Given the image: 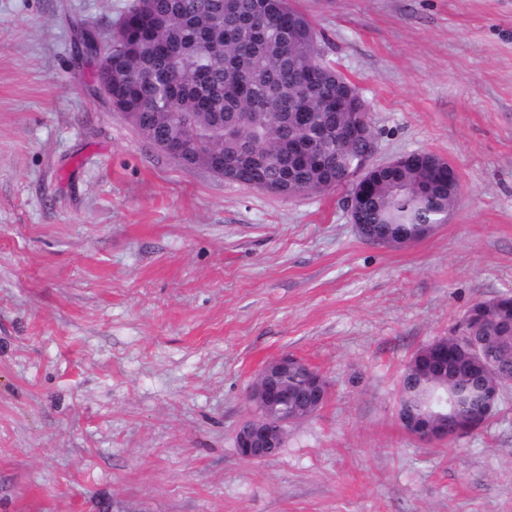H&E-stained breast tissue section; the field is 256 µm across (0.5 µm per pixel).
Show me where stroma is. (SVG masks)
Returning <instances> with one entry per match:
<instances>
[{
    "label": "stroma",
    "mask_w": 512,
    "mask_h": 512,
    "mask_svg": "<svg viewBox=\"0 0 512 512\" xmlns=\"http://www.w3.org/2000/svg\"><path fill=\"white\" fill-rule=\"evenodd\" d=\"M131 0H0V512H512V387L430 444L397 382L512 293V0H294L367 102L379 159L450 161L447 223L365 242L347 193L185 168L103 100L72 24ZM288 353L330 397L279 455L235 432Z\"/></svg>",
    "instance_id": "1"
}]
</instances>
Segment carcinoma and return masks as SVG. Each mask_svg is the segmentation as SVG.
<instances>
[{"label": "carcinoma", "instance_id": "cac0c4a2", "mask_svg": "<svg viewBox=\"0 0 512 512\" xmlns=\"http://www.w3.org/2000/svg\"><path fill=\"white\" fill-rule=\"evenodd\" d=\"M89 49L115 59L113 97L135 112L156 141L176 138L200 159L224 155L229 181L266 185L280 197L355 191L350 172L364 159V144L336 145V133L369 123L358 88L323 59L320 34L292 0H133L107 45ZM328 141L316 154L288 159V142ZM341 157H336V153ZM441 158H416L400 169H377L359 200L371 242L415 241L448 220L460 186ZM512 294L475 301L460 334L420 348L399 380L400 409L408 420L442 426L451 410L483 425L486 402L512 385ZM487 343L497 359L488 377L473 361L474 345ZM306 381L304 364L288 370V389ZM450 396L455 408L438 399Z\"/></svg>", "mask_w": 512, "mask_h": 512}]
</instances>
